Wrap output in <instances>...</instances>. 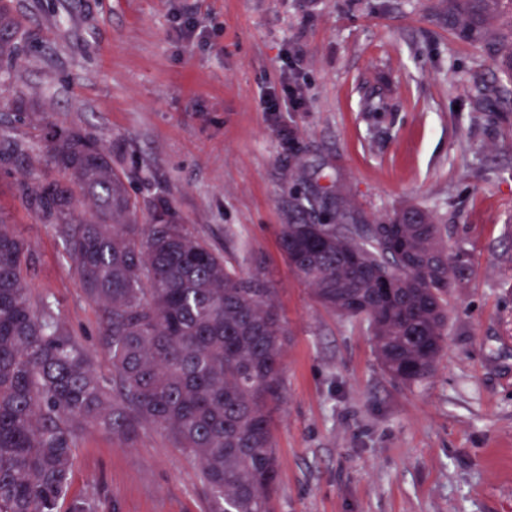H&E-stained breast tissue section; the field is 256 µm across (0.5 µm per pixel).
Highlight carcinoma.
<instances>
[{
  "mask_svg": "<svg viewBox=\"0 0 512 512\" xmlns=\"http://www.w3.org/2000/svg\"><path fill=\"white\" fill-rule=\"evenodd\" d=\"M466 5L448 21L486 59L512 72V40H491ZM27 33L0 0V60ZM0 141V162L29 158ZM46 158L66 182L21 184L28 207L66 225L86 295L102 307L112 383L51 311H34L24 242L0 223V512H56L68 490L77 428L125 440L153 426L196 463L211 512H269L279 460L273 409L283 395L287 336L274 289L173 221L166 205L150 224L112 157L80 131L53 139ZM91 204L72 223L74 192ZM319 196L294 197L279 241L296 276L327 310L364 320L385 373L419 383L448 335V290L471 271L467 251L448 252V225L407 206L382 224H350L341 206L316 221Z\"/></svg>",
  "mask_w": 512,
  "mask_h": 512,
  "instance_id": "obj_1",
  "label": "carcinoma"
}]
</instances>
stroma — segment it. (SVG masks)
I'll list each match as a JSON object with an SVG mask.
<instances>
[{
	"label": "stroma",
	"instance_id": "1",
	"mask_svg": "<svg viewBox=\"0 0 512 512\" xmlns=\"http://www.w3.org/2000/svg\"><path fill=\"white\" fill-rule=\"evenodd\" d=\"M9 3L27 32L11 62L26 109L0 111V136L33 152L0 169V211L30 254L33 307L95 373L112 378L100 307L60 225L19 192L59 179L43 149L72 130L111 152L140 220L168 204L275 288L288 336L272 512H512V79L449 24L448 0ZM479 83L491 93L477 109ZM323 190L360 224L436 211L449 250L470 254L422 383L388 377L366 324L323 308L284 258L290 195ZM69 494L97 512L209 507L196 464L153 427L130 443L80 430Z\"/></svg>",
	"mask_w": 512,
	"mask_h": 512
}]
</instances>
